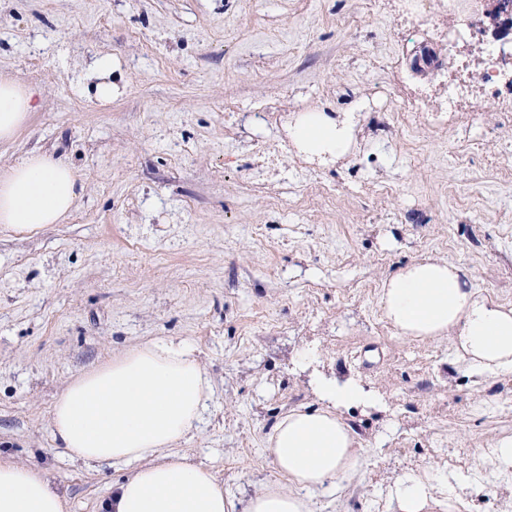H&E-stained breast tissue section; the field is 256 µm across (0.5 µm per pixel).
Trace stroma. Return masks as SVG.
I'll list each match as a JSON object with an SVG mask.
<instances>
[{
    "instance_id": "stroma-1",
    "label": "stroma",
    "mask_w": 512,
    "mask_h": 512,
    "mask_svg": "<svg viewBox=\"0 0 512 512\" xmlns=\"http://www.w3.org/2000/svg\"><path fill=\"white\" fill-rule=\"evenodd\" d=\"M453 25L402 0H0V73L42 97L0 167L52 153L82 181L63 223L0 229V453L96 512L130 468L70 461L52 405L163 337L195 348L213 388L178 449L230 495L282 482L266 437L317 405L318 374L384 407L346 410L361 466L310 492L313 512H397L390 490L422 472L470 477L448 512L512 507V478L482 460L512 437V376L472 372L452 338L399 337L379 306L426 256L512 306V95L486 98ZM423 44L442 64L418 75ZM357 104L347 156L298 151L297 113Z\"/></svg>"
}]
</instances>
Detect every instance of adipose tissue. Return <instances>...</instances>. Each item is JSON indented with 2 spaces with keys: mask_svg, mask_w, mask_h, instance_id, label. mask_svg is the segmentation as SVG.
<instances>
[{
  "mask_svg": "<svg viewBox=\"0 0 512 512\" xmlns=\"http://www.w3.org/2000/svg\"><path fill=\"white\" fill-rule=\"evenodd\" d=\"M39 108L37 88L0 77V141L12 140ZM354 113L334 117L302 112L289 125L309 156L346 155ZM78 197V175L62 159L33 153L0 170V227L33 230L61 223ZM381 306L402 336L421 341L446 335L472 371L492 378L512 374V307L468 283L463 268L422 259L385 282ZM210 379L191 346L151 339L74 377L56 399L51 435L72 460L92 466L131 464L98 512H311L308 489L355 470L360 454L343 409L378 407L360 384L322 381L319 407L288 411L267 437L265 451L290 488L270 484L240 503L208 468L179 453L207 406ZM398 512H447L448 497L428 475L394 491ZM0 512H69V503L45 471L0 457Z\"/></svg>",
  "mask_w": 512,
  "mask_h": 512,
  "instance_id": "1",
  "label": "adipose tissue"
}]
</instances>
